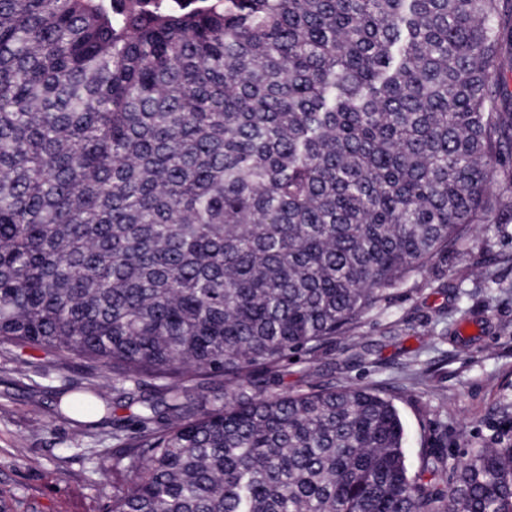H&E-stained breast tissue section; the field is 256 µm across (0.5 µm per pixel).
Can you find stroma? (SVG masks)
Listing matches in <instances>:
<instances>
[{
	"label": "stroma",
	"mask_w": 512,
	"mask_h": 512,
	"mask_svg": "<svg viewBox=\"0 0 512 512\" xmlns=\"http://www.w3.org/2000/svg\"><path fill=\"white\" fill-rule=\"evenodd\" d=\"M354 344L366 355L351 361L346 349ZM16 368L0 350V490L26 494L36 512H99L112 478L87 483L93 440L74 449V423L51 403L31 406V382ZM312 382L391 395L413 471L424 452L453 463L464 449L511 437L512 419L501 410L512 404V217L477 225L466 247L440 253L326 352L288 361L274 389L296 392ZM63 455L71 458L64 472L56 467ZM31 458L38 467L28 466Z\"/></svg>",
	"instance_id": "1"
}]
</instances>
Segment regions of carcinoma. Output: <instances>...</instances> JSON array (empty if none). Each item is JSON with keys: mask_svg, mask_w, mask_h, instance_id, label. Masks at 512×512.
<instances>
[{"mask_svg": "<svg viewBox=\"0 0 512 512\" xmlns=\"http://www.w3.org/2000/svg\"><path fill=\"white\" fill-rule=\"evenodd\" d=\"M507 68L512 0H0V347L130 411L102 512H512L511 441L413 474L385 392H266L512 215Z\"/></svg>", "mask_w": 512, "mask_h": 512, "instance_id": "carcinoma-1", "label": "carcinoma"}]
</instances>
